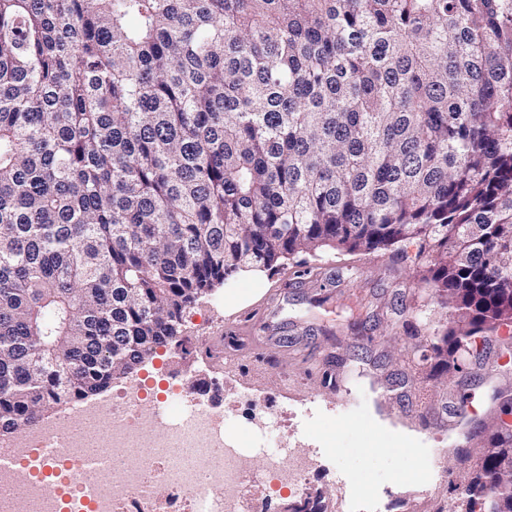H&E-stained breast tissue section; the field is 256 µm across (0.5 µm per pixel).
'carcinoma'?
I'll use <instances>...</instances> for the list:
<instances>
[{
	"label": "carcinoma",
	"instance_id": "1",
	"mask_svg": "<svg viewBox=\"0 0 512 512\" xmlns=\"http://www.w3.org/2000/svg\"><path fill=\"white\" fill-rule=\"evenodd\" d=\"M415 242L512 323V0H0V436L106 393L226 277ZM512 512V425L448 512Z\"/></svg>",
	"mask_w": 512,
	"mask_h": 512
}]
</instances>
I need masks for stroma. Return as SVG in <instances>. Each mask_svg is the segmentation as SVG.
<instances>
[{"instance_id": "1", "label": "stroma", "mask_w": 512, "mask_h": 512, "mask_svg": "<svg viewBox=\"0 0 512 512\" xmlns=\"http://www.w3.org/2000/svg\"><path fill=\"white\" fill-rule=\"evenodd\" d=\"M342 263L324 250L298 254L273 273L229 276L187 310L182 344L158 349L138 368L163 364L181 379L219 382L214 407L244 452V469L262 470L254 449L267 413L277 423L272 446L288 443L307 460L308 495L258 478L235 512H292L307 498L334 512L343 497L346 512H446L470 477L457 453L480 447L499 422L498 393L512 392L501 342L512 324L491 333L479 361L434 375L430 358L449 313L427 302L409 260L392 247L363 257L354 272ZM310 267L319 275H307ZM462 403L472 409L466 425L455 415ZM374 434L406 439L413 450L365 455ZM440 448L449 473L418 497Z\"/></svg>"}]
</instances>
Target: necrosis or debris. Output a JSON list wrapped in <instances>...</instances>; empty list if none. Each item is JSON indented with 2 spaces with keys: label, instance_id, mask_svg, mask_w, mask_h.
Here are the masks:
<instances>
[{
  "label": "necrosis or debris",
  "instance_id": "obj_1",
  "mask_svg": "<svg viewBox=\"0 0 512 512\" xmlns=\"http://www.w3.org/2000/svg\"><path fill=\"white\" fill-rule=\"evenodd\" d=\"M173 402L183 414L170 419ZM154 424L162 429L155 452H137L139 434ZM225 425L191 392L170 387L162 402L145 382L71 405L28 428L24 442L0 439V512H231L243 479ZM107 428L112 457L92 466L88 448ZM261 457L276 486L302 488L307 464L294 452L265 448Z\"/></svg>",
  "mask_w": 512,
  "mask_h": 512
}]
</instances>
